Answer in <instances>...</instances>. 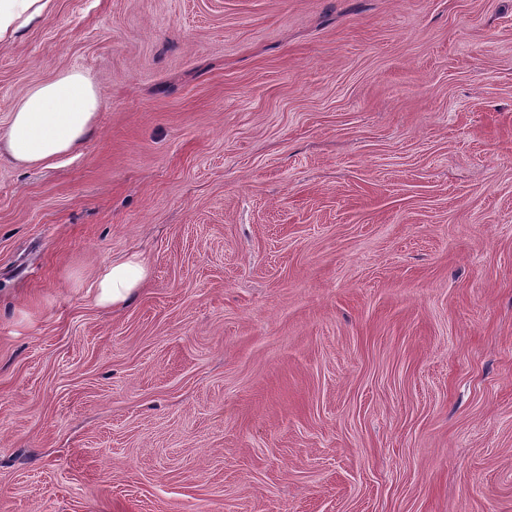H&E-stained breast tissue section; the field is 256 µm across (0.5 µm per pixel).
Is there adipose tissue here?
<instances>
[{"label":"adipose tissue","instance_id":"ef3b65f1","mask_svg":"<svg viewBox=\"0 0 512 512\" xmlns=\"http://www.w3.org/2000/svg\"><path fill=\"white\" fill-rule=\"evenodd\" d=\"M53 0H0V44L34 18L49 12ZM100 99L92 79L70 70L52 80L32 86L16 102L0 145L23 166L50 167L70 155L91 133ZM148 277V268L138 257L106 266L93 284V300L101 307L127 304Z\"/></svg>","mask_w":512,"mask_h":512}]
</instances>
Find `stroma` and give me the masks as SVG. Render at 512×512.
<instances>
[{
	"label": "stroma",
	"mask_w": 512,
	"mask_h": 512,
	"mask_svg": "<svg viewBox=\"0 0 512 512\" xmlns=\"http://www.w3.org/2000/svg\"><path fill=\"white\" fill-rule=\"evenodd\" d=\"M73 69L76 155L0 149V512H512V0H54L0 127ZM148 277V268L136 255L128 260L106 266L90 288L94 289L96 305L120 308L137 293Z\"/></svg>",
	"instance_id": "obj_1"
}]
</instances>
